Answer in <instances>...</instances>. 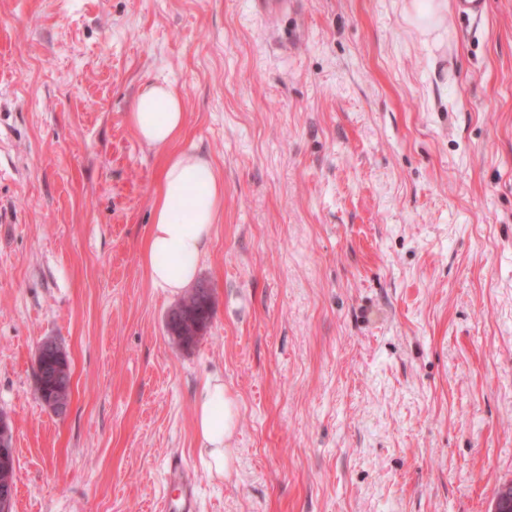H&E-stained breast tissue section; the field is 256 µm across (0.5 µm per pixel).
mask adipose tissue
Instances as JSON below:
<instances>
[{"instance_id": "adipose-tissue-1", "label": "adipose tissue", "mask_w": 512, "mask_h": 512, "mask_svg": "<svg viewBox=\"0 0 512 512\" xmlns=\"http://www.w3.org/2000/svg\"><path fill=\"white\" fill-rule=\"evenodd\" d=\"M129 120L143 143L167 149L184 125L182 99L170 86L153 82L137 94ZM223 198L224 183L210 162L186 153L168 157L152 204L144 253L154 286L175 294L195 280L197 261L211 238ZM237 414L236 402L223 383H207L195 405V431L201 457L215 475H224L235 465L227 442Z\"/></svg>"}]
</instances>
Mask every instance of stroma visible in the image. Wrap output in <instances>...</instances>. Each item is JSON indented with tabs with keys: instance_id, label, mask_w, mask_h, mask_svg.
Masks as SVG:
<instances>
[{
	"instance_id": "obj_1",
	"label": "stroma",
	"mask_w": 512,
	"mask_h": 512,
	"mask_svg": "<svg viewBox=\"0 0 512 512\" xmlns=\"http://www.w3.org/2000/svg\"><path fill=\"white\" fill-rule=\"evenodd\" d=\"M0 0V414L14 512H491L512 480V0ZM182 96L168 152L128 115ZM211 160L224 200L182 294L143 262L168 154ZM71 402L37 401L39 343ZM238 407L224 476L194 406ZM252 9L261 15L267 23L274 25L278 18L288 10V0H251ZM213 314L211 289L204 283H199L168 313L166 328L180 346L189 348L207 330ZM166 480L177 494L164 496L160 510L164 512H195L197 508L196 483L183 465L180 463L171 465Z\"/></svg>"
}]
</instances>
